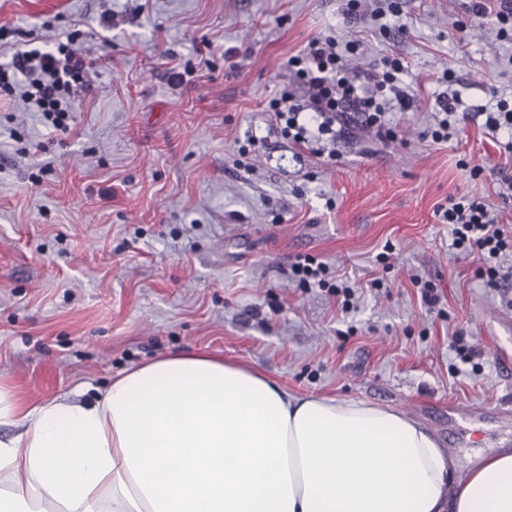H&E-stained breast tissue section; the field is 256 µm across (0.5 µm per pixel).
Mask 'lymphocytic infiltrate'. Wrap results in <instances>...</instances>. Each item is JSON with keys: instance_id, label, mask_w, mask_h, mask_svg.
I'll return each instance as SVG.
<instances>
[{"instance_id": "obj_1", "label": "lymphocytic infiltrate", "mask_w": 512, "mask_h": 512, "mask_svg": "<svg viewBox=\"0 0 512 512\" xmlns=\"http://www.w3.org/2000/svg\"><path fill=\"white\" fill-rule=\"evenodd\" d=\"M97 66L74 42L13 54L0 65V94L20 95L30 110L41 113L53 131L68 134L71 112L89 91V76ZM292 76L286 91L269 100L281 135L299 148L323 155V142L336 138V126L347 114L360 117L364 128L378 139L393 141L398 132L389 118L391 105L409 110L413 96L401 86L406 67L402 58L386 55L364 61L361 43L332 37H311L288 58ZM492 207L483 196L465 193L438 206L440 223L449 226L451 246L457 257H471L489 284L498 285L500 259L512 254V232L492 218ZM299 285L319 288L339 297L343 311L355 308L352 289L338 283L329 267L312 255L298 257L291 268Z\"/></svg>"}]
</instances>
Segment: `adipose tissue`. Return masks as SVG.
Returning a JSON list of instances; mask_svg holds the SVG:
<instances>
[{
	"mask_svg": "<svg viewBox=\"0 0 512 512\" xmlns=\"http://www.w3.org/2000/svg\"><path fill=\"white\" fill-rule=\"evenodd\" d=\"M1 424L0 512H512V450L453 487L406 413L208 354L130 367L92 402L26 405L0 381Z\"/></svg>",
	"mask_w": 512,
	"mask_h": 512,
	"instance_id": "obj_1",
	"label": "adipose tissue"
}]
</instances>
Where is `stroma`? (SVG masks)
Returning <instances> with one entry per match:
<instances>
[{
    "label": "stroma",
    "mask_w": 512,
    "mask_h": 512,
    "mask_svg": "<svg viewBox=\"0 0 512 512\" xmlns=\"http://www.w3.org/2000/svg\"><path fill=\"white\" fill-rule=\"evenodd\" d=\"M403 10L408 33L388 39L346 22L340 0H71L62 14L0 0V58L74 32L100 60L70 134L0 101V379L30 404L78 386L91 400L132 365L202 351L298 396L405 412L455 457L454 485L501 450L512 381L495 358L512 356V306L455 260L435 211L469 191L512 227V131L489 134L482 119L512 96V43L493 20L473 25L472 0ZM343 34L369 58L402 56L416 101L391 114L398 142L339 128L331 165L282 138L263 105L287 83L289 55ZM446 93L459 131L437 144L424 133ZM250 135L265 142L251 171L238 164ZM388 242L385 268L375 256ZM301 253L357 289L355 310L289 280ZM458 330L474 347L466 364L449 347ZM458 401L485 413L449 427Z\"/></svg>",
    "instance_id": "35a3bbf8"
}]
</instances>
